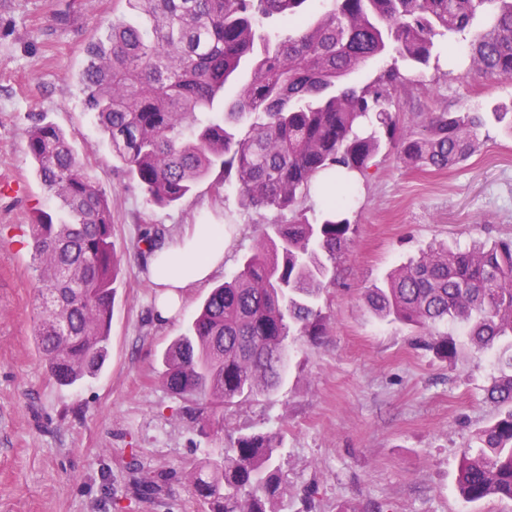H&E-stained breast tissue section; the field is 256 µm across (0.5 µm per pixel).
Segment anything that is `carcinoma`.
Here are the masks:
<instances>
[{
    "instance_id": "carcinoma-1",
    "label": "carcinoma",
    "mask_w": 512,
    "mask_h": 512,
    "mask_svg": "<svg viewBox=\"0 0 512 512\" xmlns=\"http://www.w3.org/2000/svg\"><path fill=\"white\" fill-rule=\"evenodd\" d=\"M309 2L127 0L142 23L114 20L87 46L85 108L149 203L176 205L216 171L215 193L230 186L248 207L293 214L266 225L163 354L164 386L205 436L226 431L234 406L278 387L288 341L325 334L320 298L353 231L344 211L386 144L408 165L444 170L477 152L490 125L512 138L507 108L431 112L403 133L392 112L397 68L363 86L346 82L386 55L427 64L436 39L454 46L482 10L469 69L511 79L512 0H333L308 19ZM25 150L55 203L29 225L42 296L35 341L49 373L71 387L97 376L109 353L120 274L112 199L58 126L36 118ZM313 191L324 208L309 216ZM165 241L158 225L139 238L149 255ZM365 301L377 318L421 330L441 358L458 352L433 332L445 323L494 352L487 398L500 413L462 449L456 487L467 502H512V238L429 247ZM282 455L278 432L232 433L191 464L190 486L207 512H288Z\"/></svg>"
}]
</instances>
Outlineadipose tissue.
<instances>
[{"label": "adipose tissue", "mask_w": 512, "mask_h": 512, "mask_svg": "<svg viewBox=\"0 0 512 512\" xmlns=\"http://www.w3.org/2000/svg\"><path fill=\"white\" fill-rule=\"evenodd\" d=\"M224 267V227L196 224L150 257L146 276L158 291L160 319L172 318L185 289L208 282Z\"/></svg>", "instance_id": "ef3b65f1"}]
</instances>
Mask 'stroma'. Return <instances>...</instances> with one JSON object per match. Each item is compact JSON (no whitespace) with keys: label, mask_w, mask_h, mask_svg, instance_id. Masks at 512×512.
<instances>
[{"label":"stroma","mask_w":512,"mask_h":512,"mask_svg":"<svg viewBox=\"0 0 512 512\" xmlns=\"http://www.w3.org/2000/svg\"><path fill=\"white\" fill-rule=\"evenodd\" d=\"M124 0H0V512H202L183 473L223 436H202L161 382L162 356L182 335L209 285L186 292L181 313L155 319V290L137 241L150 224L185 232L222 224V283L276 212L244 207L210 180L178 205L149 204L129 179L76 81L89 41ZM392 109L404 130L429 112H491L512 105V79L488 80L456 51L419 70L400 67ZM40 114L69 136L112 199L122 258L109 361L73 387L58 386L34 348L36 273L28 226L52 201L25 153ZM478 152L445 170L414 168L393 150L375 159L347 216L355 227L320 306L327 333L288 351L278 389L240 406L230 430L281 433L288 512H512V503L465 502L455 490L460 449L497 412L496 375L460 328L455 359L420 345L415 329L376 318L364 293L431 245L512 236V140L495 127ZM157 482L143 495L140 485Z\"/></svg>","instance_id":"obj_1"}]
</instances>
